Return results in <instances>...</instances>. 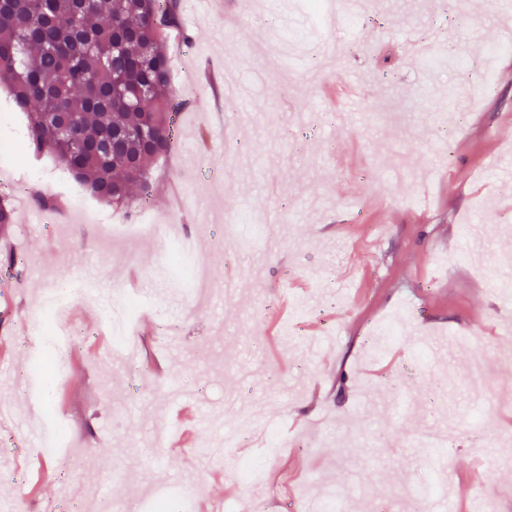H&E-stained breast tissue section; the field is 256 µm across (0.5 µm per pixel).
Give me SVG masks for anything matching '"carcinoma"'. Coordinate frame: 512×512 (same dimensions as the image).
I'll list each match as a JSON object with an SVG mask.
<instances>
[{
  "mask_svg": "<svg viewBox=\"0 0 512 512\" xmlns=\"http://www.w3.org/2000/svg\"><path fill=\"white\" fill-rule=\"evenodd\" d=\"M175 33L176 0H0V81L27 116L24 155L56 156L117 210L152 199L153 166L178 143Z\"/></svg>",
  "mask_w": 512,
  "mask_h": 512,
  "instance_id": "carcinoma-1",
  "label": "carcinoma"
}]
</instances>
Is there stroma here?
I'll use <instances>...</instances> for the list:
<instances>
[{"label": "stroma", "mask_w": 512, "mask_h": 512, "mask_svg": "<svg viewBox=\"0 0 512 512\" xmlns=\"http://www.w3.org/2000/svg\"><path fill=\"white\" fill-rule=\"evenodd\" d=\"M497 0H368L354 26L327 25L304 0H230L235 25L179 0L176 74L179 146L157 163L149 207L177 222L209 260L216 294H188L167 270L159 237L99 232L98 213L122 211L94 197L49 154L0 153V189L57 197L61 224H42L26 202L0 232V502L48 512L61 491L73 512H100L104 499L147 504L158 488L192 487L186 512L236 502L240 512H276L288 496L341 493L350 512H408L428 477L425 446L440 426L461 431L451 448L453 484L479 490L436 501L432 512H471L491 503L512 512V412L489 413L471 391L473 361L492 363L485 395L506 402L512 355H500L496 284L512 280V10ZM471 61L468 70L399 55L405 37ZM209 60L242 98L211 110L196 71ZM494 88L471 91L483 71ZM364 99L328 106L327 85L351 77ZM243 213L262 237L229 242L219 225ZM82 279L116 294L136 290L139 351L112 363L108 334L86 330L51 348L39 328L42 303L59 284ZM406 316L412 331L380 350L377 325ZM446 343L447 354L412 352ZM60 361L63 375L34 374ZM204 413L192 457L156 447L152 429L168 412L167 385ZM65 447L41 453L33 434L47 413ZM284 445L269 446L267 427ZM263 459L255 484L238 481L214 430Z\"/></svg>", "instance_id": "1"}]
</instances>
